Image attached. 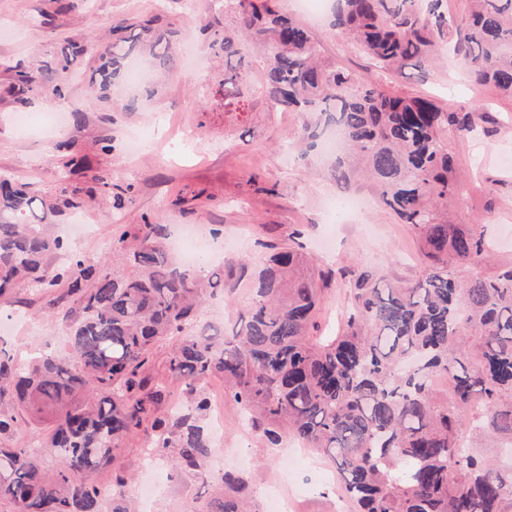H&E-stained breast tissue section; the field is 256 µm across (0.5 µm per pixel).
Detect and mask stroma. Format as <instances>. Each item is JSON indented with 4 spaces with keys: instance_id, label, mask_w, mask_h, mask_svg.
Masks as SVG:
<instances>
[{
    "instance_id": "obj_1",
    "label": "stroma",
    "mask_w": 512,
    "mask_h": 512,
    "mask_svg": "<svg viewBox=\"0 0 512 512\" xmlns=\"http://www.w3.org/2000/svg\"><path fill=\"white\" fill-rule=\"evenodd\" d=\"M56 0H0V63L34 67L46 61L66 37L101 45L113 26L140 16H158L161 27L177 31L189 42L201 63H180L171 79L156 77L153 85L128 91L110 88L105 99L88 103V83L95 58L78 57L68 76V94L56 99L42 94L20 105L4 87L0 71V172L30 184L41 196H53L62 185H85L92 173H108L113 193L126 206L113 211L104 197L85 202L55 219L54 231L82 215L92 231L83 239H69L71 250L110 272L126 276L134 269L112 260V243L145 220L161 218L171 233L181 228L218 235L227 244L226 258L236 261L231 295L215 294L199 312L202 324L231 331L251 300L255 269L269 257L268 244L285 245L292 232L302 234L310 256L335 273L316 316V335L337 333L347 287L363 271L385 275L407 284L422 274L416 258L419 238L411 225L400 223L381 206L366 180L336 182L330 167L333 155L325 146L304 151L298 144L309 114L276 112L252 95L265 60L249 42L241 49L250 65L242 77L245 98L240 109L224 107L219 85L224 64L210 55L206 40L175 0H87L84 7L55 11ZM275 7L307 28L324 61L348 68L381 87L435 101L444 108L479 106L495 116L494 133L483 140L451 141L449 148L465 175L462 198L451 206L455 223L485 226L494 263L512 261V98L493 86L473 82L468 63L452 48L424 72L407 69L405 75L376 70L369 58L353 48L330 24L335 0H324L319 13L296 8L292 0H274ZM187 123L199 139L190 143L164 136L165 127ZM144 135L137 158L125 154L127 134ZM75 138L83 170L60 167L53 145ZM112 149L102 152L103 139ZM62 308L53 295L16 288L0 298V315L21 320L14 334L0 333V344L28 358L31 351L49 349L58 354L66 345ZM208 475H171L166 459L154 460L166 489L148 512H185L196 500L207 499L212 481L230 471L241 475L258 512H271L263 494L265 479L281 475L295 512H336L341 497L336 473L327 461L297 443L274 448L260 434L241 430L236 412L224 411V436L214 440Z\"/></svg>"
}]
</instances>
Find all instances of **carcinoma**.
I'll return each instance as SVG.
<instances>
[{
  "label": "carcinoma",
  "instance_id": "carcinoma-1",
  "mask_svg": "<svg viewBox=\"0 0 512 512\" xmlns=\"http://www.w3.org/2000/svg\"><path fill=\"white\" fill-rule=\"evenodd\" d=\"M474 2L462 21L445 0H341L334 26L375 67L400 75L451 39L476 82L512 98V0ZM224 12L266 50L261 92L271 108L320 112L342 130L354 163L337 161L336 180L346 184L364 170L381 203L417 231L423 274L394 286L360 273L341 332L315 336L325 275L293 246L281 247L252 280L240 327L196 333L205 297L224 291V268L202 281L177 264L166 225L147 222L118 237L135 278L103 273L49 231L53 217L109 186L107 174L50 199L0 176V297L21 283L64 286L59 301L73 303L64 354L22 365L0 348V500L15 512H103L110 496L112 512H135L119 463L124 439L143 435L177 474L204 473L210 401L202 384L220 376L225 400L270 444L290 434L337 470L357 512H512V464L488 448L512 445V262L463 278L489 265L490 243L477 225L447 219L462 187L449 142L475 134L478 108L447 111L322 62L309 31L268 0H224ZM198 29L224 61V105L239 104L233 81L245 59L235 34L214 29L209 14ZM113 31L116 39L98 50L91 94L122 79L138 53L166 74L176 68L179 45L154 18ZM85 52L67 38L37 71L17 68L5 92L24 104L42 90L64 97L66 73ZM75 146L73 138L56 144L63 167L74 164ZM159 340L170 342L165 367L184 386L176 413H159L170 391L148 373ZM434 377L448 385L438 389ZM24 412L52 418L45 446L59 466L50 472L28 450L4 444ZM462 431L467 448L458 443ZM108 466L110 490L94 479ZM244 488L227 472L194 512H250Z\"/></svg>",
  "mask_w": 512,
  "mask_h": 512
}]
</instances>
